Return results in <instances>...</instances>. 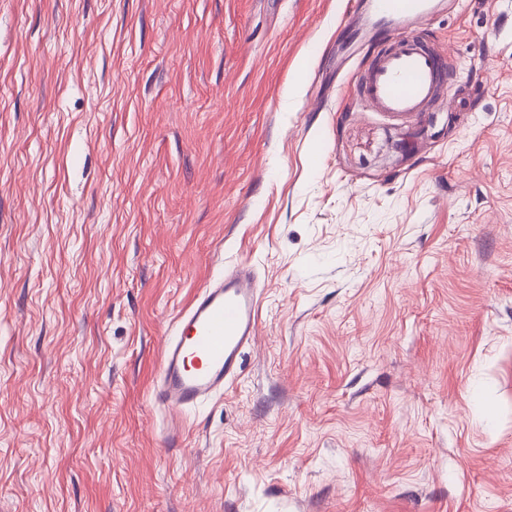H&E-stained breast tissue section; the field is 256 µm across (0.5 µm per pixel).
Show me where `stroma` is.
Instances as JSON below:
<instances>
[{
    "label": "stroma",
    "instance_id": "stroma-1",
    "mask_svg": "<svg viewBox=\"0 0 512 512\" xmlns=\"http://www.w3.org/2000/svg\"><path fill=\"white\" fill-rule=\"evenodd\" d=\"M350 0H0V512H512V0L364 107ZM248 263L237 383L153 399Z\"/></svg>",
    "mask_w": 512,
    "mask_h": 512
}]
</instances>
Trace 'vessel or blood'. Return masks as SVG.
<instances>
[{
  "label": "vessel or blood",
  "instance_id": "1",
  "mask_svg": "<svg viewBox=\"0 0 512 512\" xmlns=\"http://www.w3.org/2000/svg\"><path fill=\"white\" fill-rule=\"evenodd\" d=\"M371 10L389 23L392 41L377 49L362 71L361 97L373 110L394 117L427 111L454 79L452 60L429 50L414 31L430 18L428 0H371ZM259 321V280L251 266L209 279L163 341L156 403L183 412L222 394L238 377Z\"/></svg>",
  "mask_w": 512,
  "mask_h": 512
}]
</instances>
